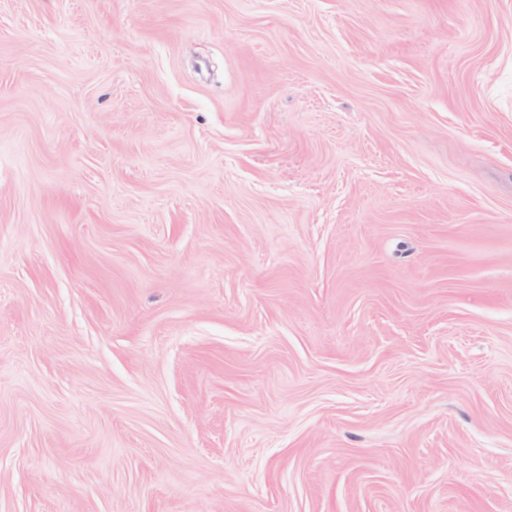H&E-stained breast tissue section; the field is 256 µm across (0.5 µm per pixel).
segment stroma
Returning a JSON list of instances; mask_svg holds the SVG:
<instances>
[{
  "instance_id": "stroma-1",
  "label": "stroma",
  "mask_w": 512,
  "mask_h": 512,
  "mask_svg": "<svg viewBox=\"0 0 512 512\" xmlns=\"http://www.w3.org/2000/svg\"><path fill=\"white\" fill-rule=\"evenodd\" d=\"M0 512H512V0H0Z\"/></svg>"
}]
</instances>
